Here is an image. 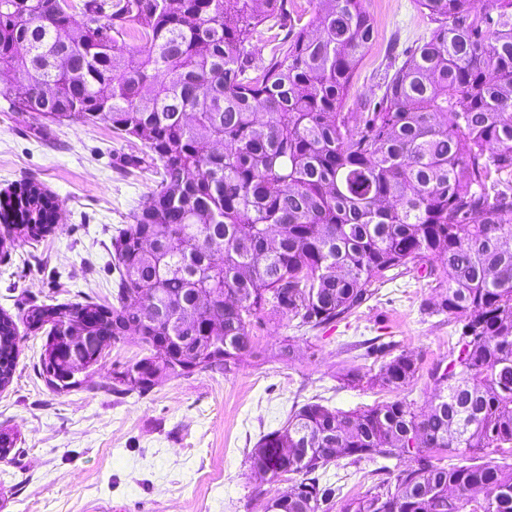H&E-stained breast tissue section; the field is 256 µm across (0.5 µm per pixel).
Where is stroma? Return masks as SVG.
<instances>
[{
    "mask_svg": "<svg viewBox=\"0 0 512 512\" xmlns=\"http://www.w3.org/2000/svg\"><path fill=\"white\" fill-rule=\"evenodd\" d=\"M374 25L370 50L352 79L351 104L378 99L386 70L405 49L429 37L434 21L417 0H367ZM140 140L116 139L104 125L45 124L8 110L0 98V198L34 182L60 205L51 233L14 239L0 221V310L21 337L11 383L0 389V431L17 437L22 454L0 460V512H264L295 478L268 479L252 469L259 438L317 399L353 410L402 400L425 405L430 369L449 362L455 324L435 314L430 278L410 271L379 285L347 318L324 328L288 316L262 318L257 339L267 356L233 373L167 377L146 396L109 390L115 365L144 355L135 338L105 349L87 386L58 393L39 374L46 341L22 317L32 304L112 303V236L154 185L148 165L129 168ZM394 343L417 358L418 375L398 389L347 388L345 369L368 372L365 341ZM290 340L292 362L274 359ZM385 477L375 463L341 457L325 475L340 499L359 498Z\"/></svg>",
    "mask_w": 512,
    "mask_h": 512,
    "instance_id": "obj_1",
    "label": "stroma"
}]
</instances>
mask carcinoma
<instances>
[{
	"label": "carcinoma",
	"mask_w": 512,
	"mask_h": 512,
	"mask_svg": "<svg viewBox=\"0 0 512 512\" xmlns=\"http://www.w3.org/2000/svg\"><path fill=\"white\" fill-rule=\"evenodd\" d=\"M417 2L437 26L352 112L366 0H317L312 14L294 0H0L9 110L140 139L157 176L112 238L116 304L28 308L34 330L68 320L91 336L48 345L52 390L83 387L50 372L88 368L129 330L147 354L112 371L114 394L232 373L260 355V316L326 327L388 272L417 270L443 289L435 312L457 326V356L432 371L423 408L309 401L262 435L253 466L300 476L267 512H512V463L481 461L512 454V0ZM21 196L19 235L48 232L56 202L36 183ZM19 341L1 312V387ZM417 372L401 352L345 378L399 389ZM448 452L460 462L436 458ZM340 456L408 464L338 506L320 473Z\"/></svg>",
	"instance_id": "1"
}]
</instances>
